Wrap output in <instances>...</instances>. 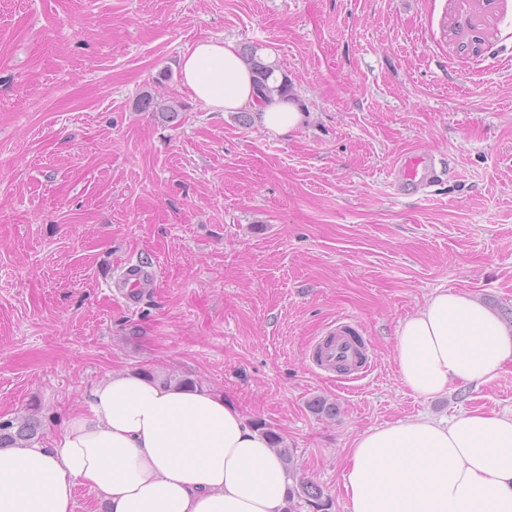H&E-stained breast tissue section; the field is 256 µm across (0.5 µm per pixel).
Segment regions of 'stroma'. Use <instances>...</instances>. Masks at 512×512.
<instances>
[{"mask_svg": "<svg viewBox=\"0 0 512 512\" xmlns=\"http://www.w3.org/2000/svg\"><path fill=\"white\" fill-rule=\"evenodd\" d=\"M206 38L274 48L305 126L193 98L179 60ZM408 152L445 166L431 195L395 197ZM441 288L512 308V0H0V419L37 411L46 444L106 373L173 372L347 512L359 433L512 413V363L432 399L402 383L398 324ZM344 316L374 367L338 383L303 349ZM147 265L140 263L128 264L121 273V280L126 288V296L130 301L136 303L144 288H147L151 280V273Z\"/></svg>", "mask_w": 512, "mask_h": 512, "instance_id": "obj_1", "label": "stroma"}]
</instances>
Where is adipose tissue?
<instances>
[{"mask_svg": "<svg viewBox=\"0 0 512 512\" xmlns=\"http://www.w3.org/2000/svg\"><path fill=\"white\" fill-rule=\"evenodd\" d=\"M182 83L216 112H255L285 136L307 114L293 97L258 101L229 41H198ZM394 360L421 398L492 382L512 331L471 296L441 290L400 322ZM290 481L261 431L224 396L111 372L88 388L51 446L0 448V512H74L88 487L108 512H284ZM347 512H512V415L467 410L364 431L343 473Z\"/></svg>", "mask_w": 512, "mask_h": 512, "instance_id": "ef3b65f1", "label": "adipose tissue"}]
</instances>
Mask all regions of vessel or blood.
I'll use <instances>...</instances> for the list:
<instances>
[{
    "instance_id": "obj_1",
    "label": "vessel or blood",
    "mask_w": 512,
    "mask_h": 512,
    "mask_svg": "<svg viewBox=\"0 0 512 512\" xmlns=\"http://www.w3.org/2000/svg\"><path fill=\"white\" fill-rule=\"evenodd\" d=\"M393 187L397 195L406 197L424 194L438 178L431 158L405 155L393 168ZM121 280L130 301H138L147 288L151 274L146 265L128 264ZM355 319L344 317L312 337L305 348L304 357L310 369L318 376L332 381H352L364 377L372 368L370 348L360 339Z\"/></svg>"
}]
</instances>
